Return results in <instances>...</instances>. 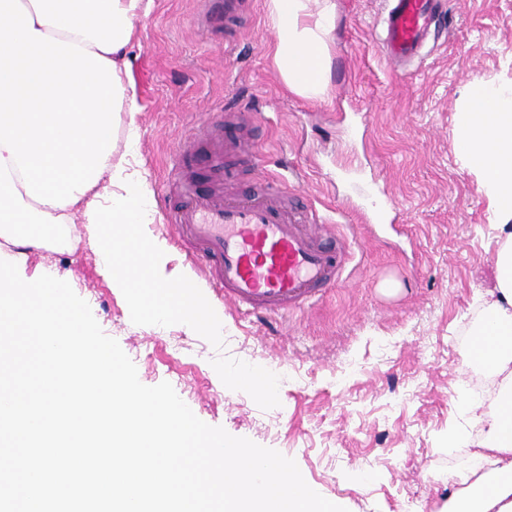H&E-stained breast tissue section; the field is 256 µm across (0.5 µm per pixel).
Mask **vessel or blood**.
<instances>
[{
    "label": "vessel or blood",
    "instance_id": "obj_1",
    "mask_svg": "<svg viewBox=\"0 0 512 512\" xmlns=\"http://www.w3.org/2000/svg\"><path fill=\"white\" fill-rule=\"evenodd\" d=\"M437 22L436 0H387L372 38L386 62H410L420 57ZM236 149L234 140L210 137L205 168L223 170L225 154ZM257 157L252 150L243 160L261 189L230 194L220 185L202 188L191 175V151L180 147L172 159L179 201L167 213L166 226L173 237L192 245L194 260L237 313L263 320L341 285L347 251L336 242L335 225L295 208L287 183L262 169Z\"/></svg>",
    "mask_w": 512,
    "mask_h": 512
}]
</instances>
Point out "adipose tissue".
<instances>
[{
	"label": "adipose tissue",
	"instance_id": "adipose-tissue-1",
	"mask_svg": "<svg viewBox=\"0 0 512 512\" xmlns=\"http://www.w3.org/2000/svg\"><path fill=\"white\" fill-rule=\"evenodd\" d=\"M152 0H0V242L17 257L48 248L75 217L119 224L99 237L113 285L137 289L156 318L213 331L197 298L164 278V246L146 180L115 159L116 131L138 143L141 112L127 49ZM274 64L288 90L322 98L331 80L335 0H267ZM457 151L477 175L501 231L496 287L467 348V365L500 379L480 449L449 474L441 512H512V83H471L457 113Z\"/></svg>",
	"mask_w": 512,
	"mask_h": 512
}]
</instances>
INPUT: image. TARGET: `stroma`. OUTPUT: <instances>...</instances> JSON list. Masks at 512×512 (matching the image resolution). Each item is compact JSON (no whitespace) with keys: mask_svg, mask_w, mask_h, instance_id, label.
<instances>
[{"mask_svg":"<svg viewBox=\"0 0 512 512\" xmlns=\"http://www.w3.org/2000/svg\"><path fill=\"white\" fill-rule=\"evenodd\" d=\"M448 27L421 58L396 68L370 37L382 0H336L332 71L321 101L286 88L273 63L266 0H244L233 34L204 0H153L129 48L142 112L126 160L154 203L169 153L229 109H248L265 170L290 168L299 205L335 219L352 257L344 285L272 317L236 320L223 297L201 300L222 327L142 312L133 288L113 287L88 225L70 245L31 255L19 274L67 277L144 385L169 382L193 413L293 459L305 481L347 512H439L448 474L464 469L480 423L459 414L471 382L494 405L496 381L463 352L496 284L497 231L474 173L454 151L455 114L470 83L512 80V0H447ZM397 222L365 214L376 190ZM281 367L278 397L228 385L240 367ZM458 428L467 445L452 449Z\"/></svg>","mask_w":512,"mask_h":512,"instance_id":"stroma-1","label":"stroma"}]
</instances>
